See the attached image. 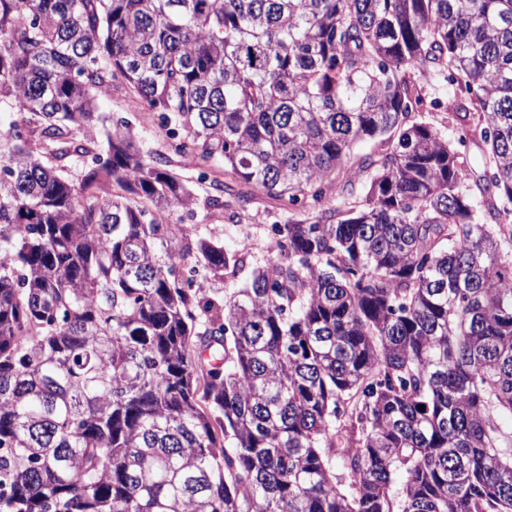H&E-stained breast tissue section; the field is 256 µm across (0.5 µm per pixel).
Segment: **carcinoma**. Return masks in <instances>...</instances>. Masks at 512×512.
I'll return each instance as SVG.
<instances>
[{
  "label": "carcinoma",
  "instance_id": "obj_1",
  "mask_svg": "<svg viewBox=\"0 0 512 512\" xmlns=\"http://www.w3.org/2000/svg\"><path fill=\"white\" fill-rule=\"evenodd\" d=\"M0 512H512V0H0ZM419 83L422 86V95L424 97V110L423 112H416L417 118L431 123L444 137H448V140L453 139L457 132L468 122L467 117L465 120L462 116L464 112H460V116L456 114H448L443 108L433 109L430 106V102L436 98H446L447 96H453L455 92L458 93V97L465 99L464 94H461L456 88L446 87L440 88L431 79L420 77ZM429 111V112H428ZM99 112L106 117L103 123H97L93 129V137L98 143L99 153H106L108 133L112 127L123 121L128 122L137 143L142 145L144 150L157 152L165 150V131L160 127L158 117L149 115L145 110L131 104L121 89L114 88L112 93L101 97ZM173 168L181 174L184 180L188 181L187 185L191 187L199 200V206L196 210L194 218L185 217V224H199V228L204 233L218 237L224 242V247L229 250L242 248L246 242L261 240L266 247H270L272 238L268 235L266 225L274 224L281 221L282 215L278 201L262 196L258 198L257 204L253 205V209L249 211L251 215H256L254 219L245 218L241 224H227L224 222L222 210H212L211 215L200 223L206 211L202 207L203 198L211 191L208 183L200 184L197 180L198 170L188 159L171 156ZM258 224H252V223Z\"/></svg>",
  "mask_w": 512,
  "mask_h": 512
}]
</instances>
